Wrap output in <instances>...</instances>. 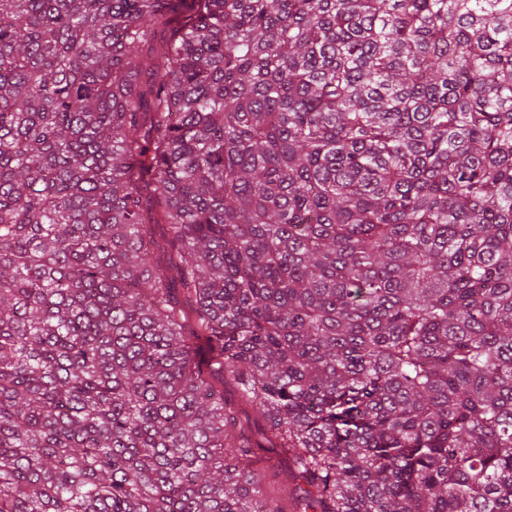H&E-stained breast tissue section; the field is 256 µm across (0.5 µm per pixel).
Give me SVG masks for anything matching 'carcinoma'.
<instances>
[{"label":"carcinoma","mask_w":512,"mask_h":512,"mask_svg":"<svg viewBox=\"0 0 512 512\" xmlns=\"http://www.w3.org/2000/svg\"><path fill=\"white\" fill-rule=\"evenodd\" d=\"M224 378L305 512H512V0H0V512H286Z\"/></svg>","instance_id":"obj_1"}]
</instances>
